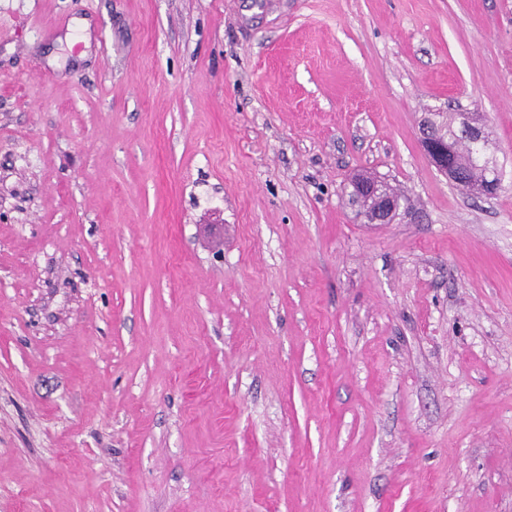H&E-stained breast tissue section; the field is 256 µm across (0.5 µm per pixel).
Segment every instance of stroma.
Instances as JSON below:
<instances>
[{"instance_id": "obj_1", "label": "stroma", "mask_w": 512, "mask_h": 512, "mask_svg": "<svg viewBox=\"0 0 512 512\" xmlns=\"http://www.w3.org/2000/svg\"><path fill=\"white\" fill-rule=\"evenodd\" d=\"M0 512H512V0H0ZM443 112H435L431 113L435 118L433 122L434 132L439 135V137L443 138L445 136L455 137L457 136V132L463 123V119L465 118L464 112H456V113H448V116L442 115ZM455 123L458 124L455 127ZM422 146L436 169L454 183L467 180V172L454 162L455 140H440L431 134L429 118L424 117L420 124ZM463 148L461 149V146ZM459 163L470 172L471 182L463 186L474 188L475 186H482L476 190L478 195H494L500 188V183L495 182L491 186H483L485 183L493 182L496 179V169L490 165L488 160L479 162V153L476 147H471L467 142L463 141L460 144V152L458 155ZM493 176V177H492ZM352 185L354 189L358 188L361 192L366 194L368 199L373 198L376 201V208L374 211H363L360 213V216L366 224H387L388 220L400 207L399 200H396L394 197L387 194L384 187L378 183L364 182L362 179H357ZM367 198L364 197V199L359 202L354 200V198L353 200L359 204L361 209L369 210L372 209L375 202L373 199H370V202H368Z\"/></svg>"}]
</instances>
